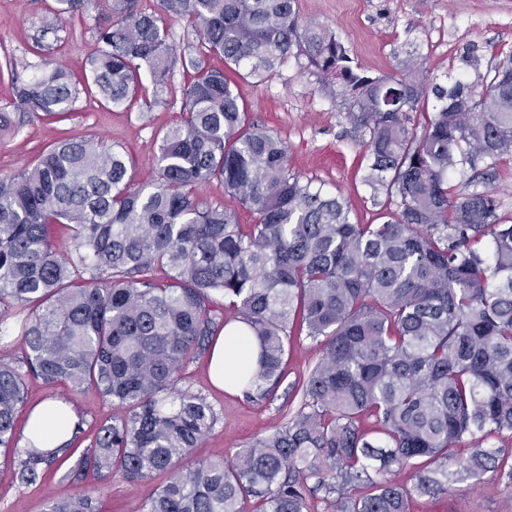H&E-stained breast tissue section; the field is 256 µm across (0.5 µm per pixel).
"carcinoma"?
<instances>
[{
  "mask_svg": "<svg viewBox=\"0 0 512 512\" xmlns=\"http://www.w3.org/2000/svg\"><path fill=\"white\" fill-rule=\"evenodd\" d=\"M58 3V14L95 11L89 74L80 82L47 62L15 79L24 113L65 115L93 86L114 107L178 101L182 118L161 138L147 190L132 189L122 152L82 137L0 177V307L29 310L22 365L0 363V461L34 484L81 434L79 422L52 452L19 446L33 376L124 409L68 476L116 471L134 483L173 472L147 512H241L251 498L262 512H310L320 492L334 512H409L413 496L488 471L511 485L512 451L475 442L463 458L458 448L478 432L512 440V224L499 222L489 190L453 196L448 172L460 155L493 164L512 154V59L475 82L430 86L415 71L368 75L330 29L303 20L297 0ZM171 18L196 33L188 58L169 43ZM301 56L369 133L364 181L400 198L390 220L354 224L345 198L291 174L287 143L250 120L227 74L263 81ZM178 66L187 79L177 87ZM431 96L439 105L418 131L411 117ZM212 180L255 223L196 193ZM53 224L70 227L65 255L47 234ZM232 321L258 345L255 366L239 372L247 400L273 394L293 341L316 343L320 357L282 426L184 472L218 415L174 388ZM407 469L412 485L392 480ZM48 512L98 507L84 494L51 500Z\"/></svg>",
  "mask_w": 512,
  "mask_h": 512,
  "instance_id": "1",
  "label": "carcinoma"
}]
</instances>
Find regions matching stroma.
Wrapping results in <instances>:
<instances>
[{
  "label": "stroma",
  "mask_w": 512,
  "mask_h": 512,
  "mask_svg": "<svg viewBox=\"0 0 512 512\" xmlns=\"http://www.w3.org/2000/svg\"><path fill=\"white\" fill-rule=\"evenodd\" d=\"M56 5V0H0V113L11 120L0 129V176L34 165L62 137H86L105 140L123 151L130 160L135 186H149L158 176L162 133L179 122V107L157 104L127 111L83 98L69 119L58 122L23 114L14 104V77L39 73L43 62L63 63L78 76L85 73L86 59L95 49L94 20L66 17L57 32L43 34L42 20ZM298 8L302 18L332 30L355 62L374 77L410 67L431 84L459 76L473 81L512 55V0H298ZM236 88L249 104L252 118L286 141L290 173L345 198L352 223L379 224L397 211L396 196L373 193L363 183L368 164L363 135L332 95L308 75L303 61L289 59L268 81L240 80ZM448 185L456 195L493 190L501 221L512 224V155L501 157L490 168L482 162L460 163ZM318 358L319 349L312 342L291 344L286 378L275 395L261 402L247 401L239 391L215 388L207 359L188 363L179 389L204 395L220 417L192 449L189 463L233 456L284 423L289 410L297 406L291 398L292 384ZM46 400L69 401L83 418V433L70 454L74 460L94 438L100 422L120 412L95 393L48 386L31 377L27 407L18 414L19 430L27 428L29 407ZM170 477V472L162 471L131 484L116 472L99 481L77 483L62 468L25 485L19 483L13 468L0 466V512H45L49 499L82 492L90 493L103 512H145L146 504ZM410 509L512 512V488L488 472L477 486L463 481L445 494L413 497Z\"/></svg>",
  "instance_id": "1"
}]
</instances>
